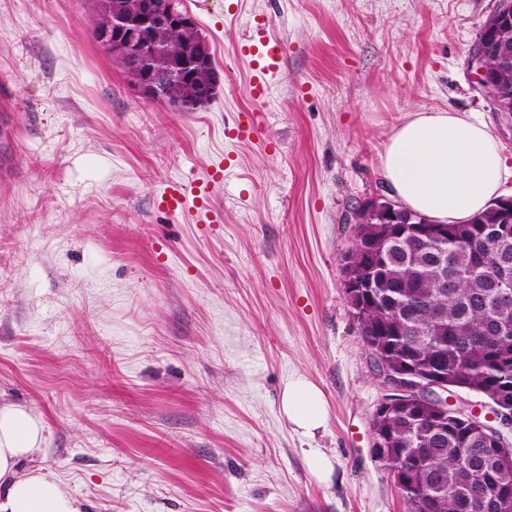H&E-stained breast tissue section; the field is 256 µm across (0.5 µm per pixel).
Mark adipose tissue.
Masks as SVG:
<instances>
[{
  "label": "adipose tissue",
  "mask_w": 512,
  "mask_h": 512,
  "mask_svg": "<svg viewBox=\"0 0 512 512\" xmlns=\"http://www.w3.org/2000/svg\"><path fill=\"white\" fill-rule=\"evenodd\" d=\"M381 173L408 210L440 222H463L503 194L506 158L490 126L467 112H414L390 136ZM282 410L299 432L325 424L318 388L291 380ZM41 441V426L24 408L0 406V512H81L77 499L41 469L19 465Z\"/></svg>",
  "instance_id": "adipose-tissue-1"
}]
</instances>
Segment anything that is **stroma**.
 <instances>
[{"instance_id": "1", "label": "stroma", "mask_w": 512, "mask_h": 512, "mask_svg": "<svg viewBox=\"0 0 512 512\" xmlns=\"http://www.w3.org/2000/svg\"><path fill=\"white\" fill-rule=\"evenodd\" d=\"M185 4L220 77L192 112L137 93L88 0H0V405L43 427L20 468L83 512H405L344 256L409 113H474L512 167V114L468 65L498 0ZM257 16L283 51L263 100L240 52ZM251 112L260 132L230 137ZM220 161L210 222L159 208ZM298 376L323 398L312 438L281 406Z\"/></svg>"}]
</instances>
